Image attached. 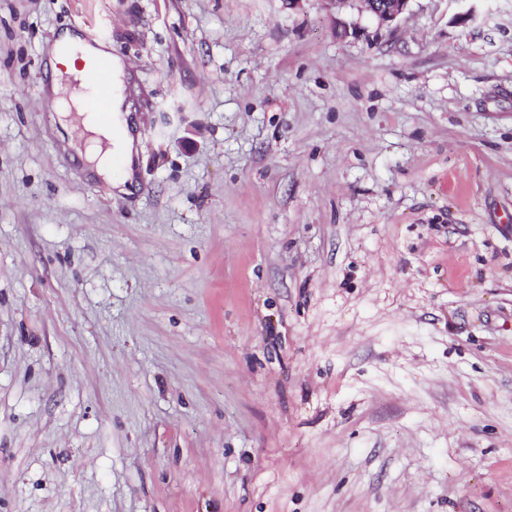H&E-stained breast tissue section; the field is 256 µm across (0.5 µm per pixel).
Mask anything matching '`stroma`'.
Instances as JSON below:
<instances>
[{
	"instance_id": "1",
	"label": "stroma",
	"mask_w": 512,
	"mask_h": 512,
	"mask_svg": "<svg viewBox=\"0 0 512 512\" xmlns=\"http://www.w3.org/2000/svg\"><path fill=\"white\" fill-rule=\"evenodd\" d=\"M0 512H512V0H0ZM411 0H359L380 27H390L407 11ZM47 56L52 72V107L61 128L60 137L68 141L92 175L106 180L119 192L128 193L127 182L132 181V162L139 138L128 122L131 104L124 91L129 75L123 60L112 54L110 45L98 40L90 42L69 29L57 36ZM100 61L108 64L106 80L112 87L110 110L105 115L89 107L95 85L75 88L69 81L71 76L84 73L91 64ZM100 71L101 66L96 64L91 75L98 88L96 108L104 112L110 89L100 82ZM113 157L123 163V173L118 178H112V173L118 175L122 163Z\"/></svg>"
}]
</instances>
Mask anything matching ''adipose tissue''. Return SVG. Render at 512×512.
<instances>
[{
    "mask_svg": "<svg viewBox=\"0 0 512 512\" xmlns=\"http://www.w3.org/2000/svg\"><path fill=\"white\" fill-rule=\"evenodd\" d=\"M52 72V106L60 127L59 135L75 150L92 174L126 192L132 179V162L139 138L129 125L130 105L125 95L128 74L123 60L113 55L110 45L88 41L80 34L61 32L47 51ZM106 62V80L112 87L109 112L99 114L89 107L95 86L72 87L71 76L84 73L91 64ZM123 163L120 177L112 175L113 159Z\"/></svg>",
    "mask_w": 512,
    "mask_h": 512,
    "instance_id": "ef3b65f1",
    "label": "adipose tissue"
}]
</instances>
